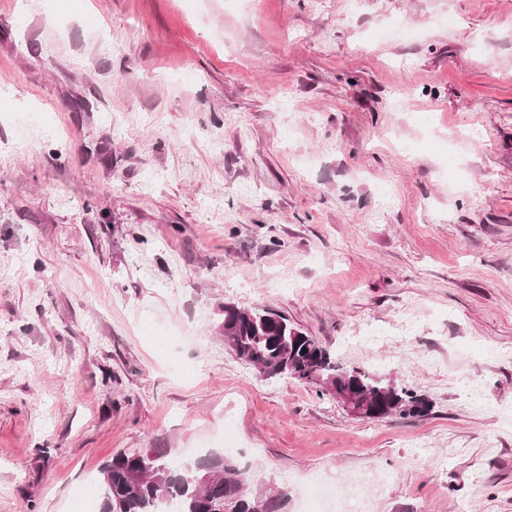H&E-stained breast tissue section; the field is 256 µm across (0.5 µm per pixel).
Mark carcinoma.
Segmentation results:
<instances>
[{"label": "carcinoma", "instance_id": "obj_1", "mask_svg": "<svg viewBox=\"0 0 512 512\" xmlns=\"http://www.w3.org/2000/svg\"><path fill=\"white\" fill-rule=\"evenodd\" d=\"M221 335L256 375L272 381L291 377L335 394L356 390L369 398L381 417L399 413L422 418L431 403L422 395L357 368H343L327 349L285 315L270 308L222 306ZM197 471L167 463L163 454L118 453L103 467L105 487L99 512H159L171 503L175 512H288V494L241 491L245 470L219 452L201 456Z\"/></svg>", "mask_w": 512, "mask_h": 512}]
</instances>
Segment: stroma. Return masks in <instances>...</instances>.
I'll use <instances>...</instances> for the list:
<instances>
[{
    "label": "stroma",
    "instance_id": "35a3bbf8",
    "mask_svg": "<svg viewBox=\"0 0 512 512\" xmlns=\"http://www.w3.org/2000/svg\"><path fill=\"white\" fill-rule=\"evenodd\" d=\"M227 302L430 414L260 380ZM228 436L288 512H512V0H0V512Z\"/></svg>",
    "mask_w": 512,
    "mask_h": 512
}]
</instances>
